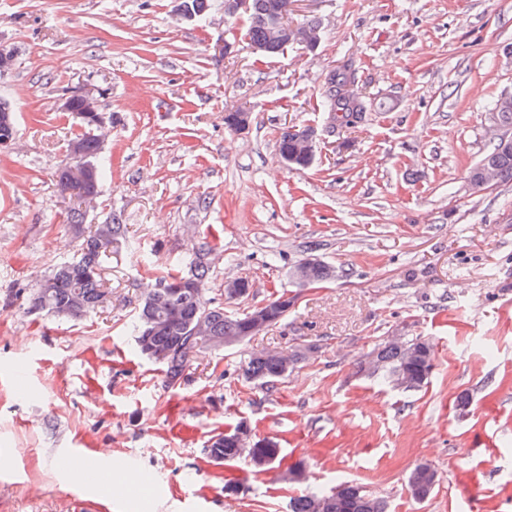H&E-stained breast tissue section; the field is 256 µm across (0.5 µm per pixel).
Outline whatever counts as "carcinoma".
Masks as SVG:
<instances>
[{"mask_svg":"<svg viewBox=\"0 0 512 512\" xmlns=\"http://www.w3.org/2000/svg\"><path fill=\"white\" fill-rule=\"evenodd\" d=\"M292 0H247L246 36L252 45L266 47L270 57L284 53V44L271 43L268 32L285 13L290 12ZM349 77L347 70L334 73L324 93L322 108L334 115L340 125L351 126L362 118L364 102H351L338 96L336 84ZM498 126L512 140V97L498 98L492 107ZM80 140L83 154L78 165L93 174V188H98L100 172L94 163L101 145L94 129L84 126ZM296 133L289 129L281 131L277 151L283 163H291L295 169L310 166V159L296 153ZM468 181L474 190H482L500 183L512 181V143L496 142L469 171ZM123 237V225L118 219L102 225L82 238L80 253L75 258L57 265L38 284L30 298V309L57 316L80 318L95 310L104 297L102 270L106 252L112 244ZM210 266L204 249L196 251L191 274L187 276L169 274L158 279L156 288L147 293L139 307L133 323L134 341L140 354L151 358L162 355L168 383L180 381L188 365V353L197 345L194 327L203 320L207 325L212 349L220 350L240 344L247 335L249 316L252 311L264 312L274 325L288 316L294 299L282 292L265 303L242 313H230L220 305L205 298ZM312 346H298L289 354L288 364L272 357L265 350L251 353L244 362V376L263 386L271 387L285 378L297 365L308 360ZM371 373L379 374L390 384L399 379L407 381V389L423 387L433 371L435 346L419 339L386 340L377 344L373 351ZM245 426L241 421L229 433L216 438L210 445L213 459L232 462L240 459L232 436ZM252 462L263 461L271 466L280 457L281 449L268 438L257 439L251 449ZM437 483V470L429 463L416 465L408 476V487L412 495L424 500L433 492ZM290 512H387L384 499L368 493L356 483L344 482L329 493L308 492L293 499Z\"/></svg>","mask_w":512,"mask_h":512,"instance_id":"cac0c4a2","label":"carcinoma"}]
</instances>
